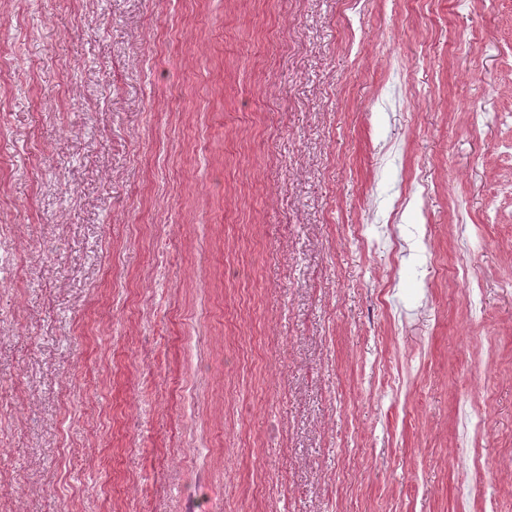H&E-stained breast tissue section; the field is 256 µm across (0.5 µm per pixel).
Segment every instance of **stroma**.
<instances>
[{
  "instance_id": "obj_1",
  "label": "stroma",
  "mask_w": 512,
  "mask_h": 512,
  "mask_svg": "<svg viewBox=\"0 0 512 512\" xmlns=\"http://www.w3.org/2000/svg\"><path fill=\"white\" fill-rule=\"evenodd\" d=\"M504 112L512 0H0V512H512Z\"/></svg>"
}]
</instances>
